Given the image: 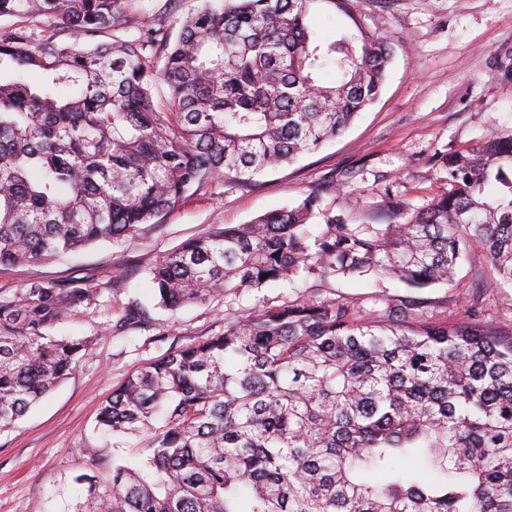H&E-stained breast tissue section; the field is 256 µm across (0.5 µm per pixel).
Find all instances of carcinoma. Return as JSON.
<instances>
[{
    "label": "carcinoma",
    "instance_id": "cac0c4a2",
    "mask_svg": "<svg viewBox=\"0 0 512 512\" xmlns=\"http://www.w3.org/2000/svg\"><path fill=\"white\" fill-rule=\"evenodd\" d=\"M314 2L201 0L175 32L143 0H0V266L128 236L195 185L246 184L341 135L391 40H323ZM439 163L448 190L393 202L387 224L325 214L314 233L309 195L216 225L149 268L158 305L300 277L427 288L475 246L512 283V138ZM96 299L47 282L0 301V429L74 370L93 339L51 331ZM97 423L143 444L88 481L96 512H512V330L472 308L452 322L297 298L140 368Z\"/></svg>",
    "mask_w": 512,
    "mask_h": 512
}]
</instances>
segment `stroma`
I'll use <instances>...</instances> for the list:
<instances>
[{
	"instance_id": "35a3bbf8",
	"label": "stroma",
	"mask_w": 512,
	"mask_h": 512,
	"mask_svg": "<svg viewBox=\"0 0 512 512\" xmlns=\"http://www.w3.org/2000/svg\"><path fill=\"white\" fill-rule=\"evenodd\" d=\"M370 31L393 39V63L376 102L335 141L242 185L219 180L191 188L137 234L76 253L0 266V299L34 282L97 292L95 305L56 326L58 336L94 337L73 372L8 429L0 430V512H75L83 476L106 481L114 451L141 440L97 430L102 402L132 372L184 345L223 333L226 320L299 297L348 299L367 310L413 300L436 319L463 316L484 291L481 311L512 327V286L479 287L492 276L471 251L455 282L413 289L350 277L299 279L229 290L175 311L156 307L148 269L165 253L218 224H246L316 195L323 212L351 224H384L398 200L427 205L448 187L439 155L495 133L512 137V0H358ZM146 309L144 324L119 325L124 309Z\"/></svg>"
}]
</instances>
